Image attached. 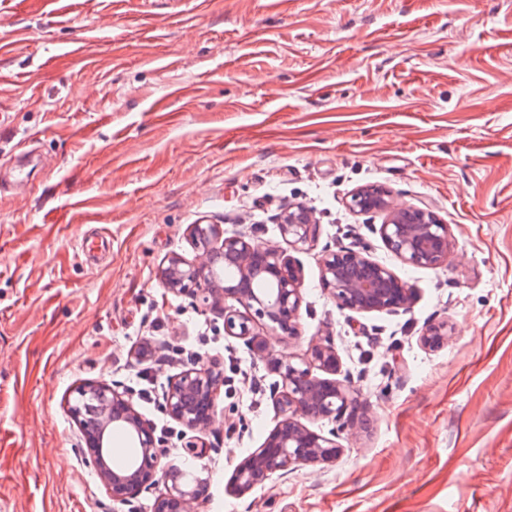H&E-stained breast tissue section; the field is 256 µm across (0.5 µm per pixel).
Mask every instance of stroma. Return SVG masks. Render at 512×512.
Masks as SVG:
<instances>
[{"label": "stroma", "instance_id": "35a3bbf8", "mask_svg": "<svg viewBox=\"0 0 512 512\" xmlns=\"http://www.w3.org/2000/svg\"><path fill=\"white\" fill-rule=\"evenodd\" d=\"M0 183V512H152L154 488L113 510L82 455L66 402L89 380L168 428L162 464L208 480L199 512H512V0H0ZM372 184L448 225L447 265L403 264L349 209ZM292 203L318 239L295 254L299 333L268 346L331 344L370 427L240 495L278 377L158 270L194 258L193 224L281 244ZM327 246L391 267L411 308L339 311ZM169 346L235 372L198 459L159 402ZM454 334V326L448 320H441L428 326L420 337L421 344L428 349H437L448 343Z\"/></svg>", "mask_w": 512, "mask_h": 512}]
</instances>
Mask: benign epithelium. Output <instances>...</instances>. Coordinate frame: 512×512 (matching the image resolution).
Returning a JSON list of instances; mask_svg holds the SVG:
<instances>
[{
  "instance_id": "obj_1",
  "label": "benign epithelium",
  "mask_w": 512,
  "mask_h": 512,
  "mask_svg": "<svg viewBox=\"0 0 512 512\" xmlns=\"http://www.w3.org/2000/svg\"><path fill=\"white\" fill-rule=\"evenodd\" d=\"M349 208L384 216L379 233L388 249L403 263L423 268L448 264L454 241L448 225L430 209L395 204L391 193L378 185L354 190ZM283 241L294 251L317 240L312 211L292 204L278 218ZM197 255L188 260L174 254L161 267V285L186 296L202 310H220L224 334L243 339L267 353L270 369L280 377L273 394L279 420L263 442L234 468L233 490L245 494L275 478H284L309 464H330L341 453L337 438L368 429L369 420L356 415L357 397L349 377H340L335 348L317 344L304 355H276L268 351L263 333H299L303 302V271L278 246L260 243L244 232L226 231L218 224L189 228ZM320 284L341 311L396 313L410 308L414 289L388 266L371 259L364 250H322ZM232 300L241 306L226 304ZM454 334V326L441 320L420 337L428 349H437ZM224 384V369L217 361L184 366L168 383L165 409L185 432L194 434L185 447H198L199 435L214 423L217 397ZM83 404L68 406L80 433V447L93 461L98 480L112 502L123 505L143 490L163 483L154 512H198L206 496L203 479L191 477L171 465L160 469L154 425L135 408L132 397L105 381L85 382L76 388ZM330 420L337 427L325 436L304 421ZM123 429L135 453L123 464L111 463L109 434Z\"/></svg>"
}]
</instances>
